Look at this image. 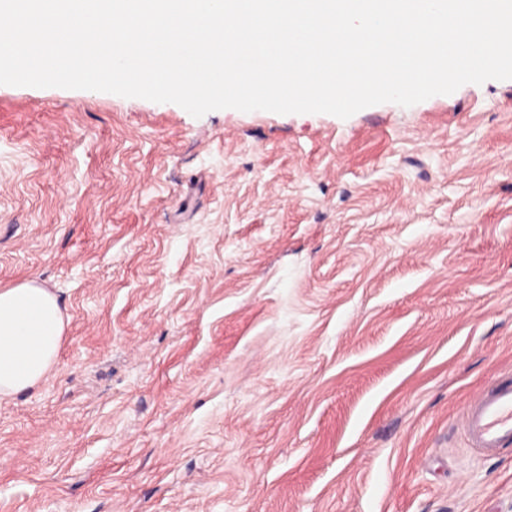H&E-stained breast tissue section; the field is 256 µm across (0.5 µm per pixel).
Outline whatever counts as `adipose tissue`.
Segmentation results:
<instances>
[{
	"label": "adipose tissue",
	"instance_id": "ef3b65f1",
	"mask_svg": "<svg viewBox=\"0 0 512 512\" xmlns=\"http://www.w3.org/2000/svg\"><path fill=\"white\" fill-rule=\"evenodd\" d=\"M64 331L56 298L27 282L0 290V398L39 385L54 367Z\"/></svg>",
	"mask_w": 512,
	"mask_h": 512
}]
</instances>
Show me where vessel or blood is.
<instances>
[{"mask_svg":"<svg viewBox=\"0 0 512 512\" xmlns=\"http://www.w3.org/2000/svg\"><path fill=\"white\" fill-rule=\"evenodd\" d=\"M463 429L470 446L481 454L512 446V378L493 382L469 402Z\"/></svg>","mask_w":512,"mask_h":512,"instance_id":"1","label":"vessel or blood"}]
</instances>
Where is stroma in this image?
<instances>
[{"mask_svg": "<svg viewBox=\"0 0 512 512\" xmlns=\"http://www.w3.org/2000/svg\"><path fill=\"white\" fill-rule=\"evenodd\" d=\"M66 321L0 399V512H512V80L215 110L0 85V290ZM463 429L471 448L483 455L512 446V378L493 382L469 402Z\"/></svg>", "mask_w": 512, "mask_h": 512, "instance_id": "35a3bbf8", "label": "stroma"}]
</instances>
